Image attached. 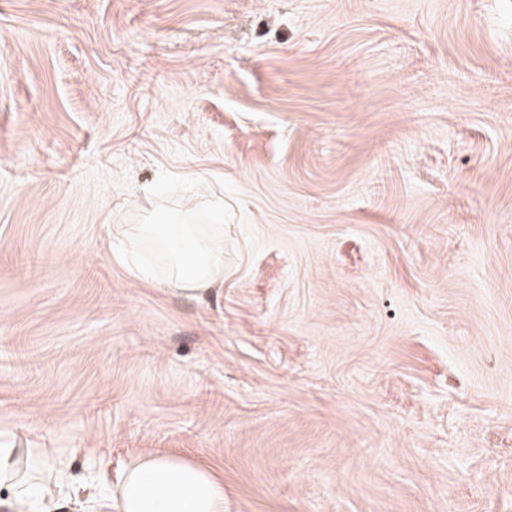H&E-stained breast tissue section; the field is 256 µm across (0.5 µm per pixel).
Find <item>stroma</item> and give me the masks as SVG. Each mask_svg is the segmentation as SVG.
<instances>
[{
    "mask_svg": "<svg viewBox=\"0 0 512 512\" xmlns=\"http://www.w3.org/2000/svg\"><path fill=\"white\" fill-rule=\"evenodd\" d=\"M214 197L203 298L117 260ZM0 446L512 512V0H0Z\"/></svg>",
    "mask_w": 512,
    "mask_h": 512,
    "instance_id": "35a3bbf8",
    "label": "stroma"
}]
</instances>
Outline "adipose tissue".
I'll return each mask as SVG.
<instances>
[{
  "label": "adipose tissue",
  "instance_id": "adipose-tissue-1",
  "mask_svg": "<svg viewBox=\"0 0 512 512\" xmlns=\"http://www.w3.org/2000/svg\"><path fill=\"white\" fill-rule=\"evenodd\" d=\"M130 244L161 249L168 267V284L198 298L224 277V226L211 229L178 220L173 224H135L124 228ZM27 448H0V489L12 505L33 503L53 512V502L41 491ZM117 512H224V480L208 466L172 455L140 457L124 473L112 493Z\"/></svg>",
  "mask_w": 512,
  "mask_h": 512
}]
</instances>
